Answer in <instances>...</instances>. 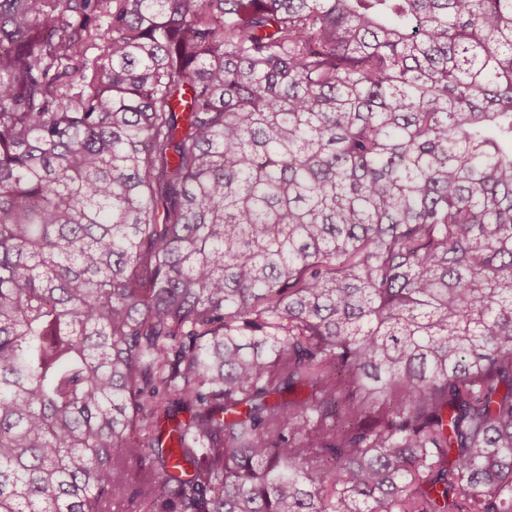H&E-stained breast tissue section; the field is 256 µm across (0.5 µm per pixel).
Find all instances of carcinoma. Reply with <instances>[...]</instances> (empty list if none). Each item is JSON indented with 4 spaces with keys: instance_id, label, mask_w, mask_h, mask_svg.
Segmentation results:
<instances>
[{
    "instance_id": "obj_1",
    "label": "carcinoma",
    "mask_w": 512,
    "mask_h": 512,
    "mask_svg": "<svg viewBox=\"0 0 512 512\" xmlns=\"http://www.w3.org/2000/svg\"><path fill=\"white\" fill-rule=\"evenodd\" d=\"M121 503L512 512V0H0V512Z\"/></svg>"
}]
</instances>
